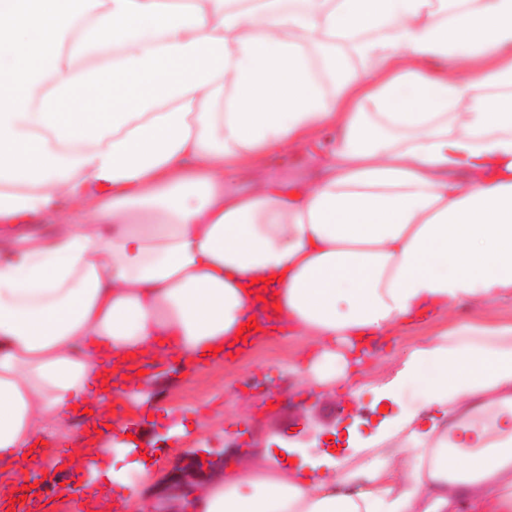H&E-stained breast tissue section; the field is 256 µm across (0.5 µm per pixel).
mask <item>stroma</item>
I'll return each mask as SVG.
<instances>
[{
  "label": "stroma",
  "mask_w": 512,
  "mask_h": 512,
  "mask_svg": "<svg viewBox=\"0 0 512 512\" xmlns=\"http://www.w3.org/2000/svg\"><path fill=\"white\" fill-rule=\"evenodd\" d=\"M327 160L324 149L298 148L282 156L271 173L315 182ZM434 331V326L422 325L382 341L374 361L363 366L353 384L358 393L354 402L335 387L313 392L303 384L294 367L304 360L305 341L293 336L271 337L245 355L193 372L172 362L155 382L142 388V403L129 399L122 403L128 424L148 431L154 458H145L138 450L121 460L111 452L95 456L94 470L85 476L101 489L90 504L92 512H104L103 502L113 499L107 478L111 470L120 471L130 482V499L145 512H186L177 489L157 496L151 486L152 480L172 473L186 452L223 459L224 469L229 470L241 461L266 466L269 454L282 448L297 456L319 455L335 426L350 430L358 439L369 438L385 415L399 411L395 405L382 409L378 387L395 375L407 350ZM271 393L277 401L270 406L264 398ZM143 468L151 482H134V474Z\"/></svg>",
  "instance_id": "1"
}]
</instances>
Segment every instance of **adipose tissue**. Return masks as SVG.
<instances>
[{"mask_svg": "<svg viewBox=\"0 0 512 512\" xmlns=\"http://www.w3.org/2000/svg\"><path fill=\"white\" fill-rule=\"evenodd\" d=\"M325 134L316 184L224 181ZM271 297L313 388L438 322L380 389L401 461L243 466L188 512H512V320L454 317L512 302V0H0V465Z\"/></svg>", "mask_w": 512, "mask_h": 512, "instance_id": "1", "label": "adipose tissue"}]
</instances>
